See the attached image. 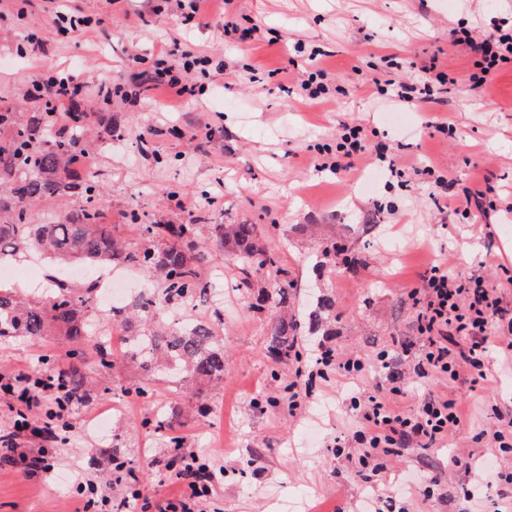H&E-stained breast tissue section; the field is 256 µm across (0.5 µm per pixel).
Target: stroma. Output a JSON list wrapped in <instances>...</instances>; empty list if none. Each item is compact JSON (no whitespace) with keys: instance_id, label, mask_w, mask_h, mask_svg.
<instances>
[{"instance_id":"1","label":"stroma","mask_w":512,"mask_h":512,"mask_svg":"<svg viewBox=\"0 0 512 512\" xmlns=\"http://www.w3.org/2000/svg\"><path fill=\"white\" fill-rule=\"evenodd\" d=\"M158 2L122 0L103 27L65 39L57 33L58 11L97 16L101 0H0V107L25 103L32 80L45 71L73 72L84 99L109 112L115 129L91 166L106 191V223L131 238L125 212L134 205L151 219L185 224L192 216L178 202L190 197L217 222L263 225L278 249V270L318 282L335 302L313 344L362 358L368 389L397 381L413 395L431 385L462 404V422L443 447L408 449L373 486L363 484L356 477L359 449L336 450L337 438L359 427L350 379L333 372L312 382L296 361L274 365L266 351L270 316L250 310L236 265L223 259L206 274L223 304L198 308L224 339L222 388L205 391L190 411L183 393L160 376L147 398L112 392L72 405L67 440L26 433L0 457V512H84V498L73 492L80 481L93 482L98 496L124 497L130 485L109 453L115 443L145 493L164 498L148 463H170L174 436L214 474L203 512H360L365 498L386 497L396 481L426 478L430 463L441 468L439 480L398 505L473 512L498 479L473 483L450 459L491 456L495 467L512 471V452L475 441L492 430L495 411L512 414V357L493 354L486 380L475 386L417 378L422 343L409 293L427 267L444 262L481 277L512 305V283L501 275L512 264V63L481 76L475 56L451 36L452 29L474 31L493 21L511 27L512 0H233L235 20L259 29L247 42L225 34L223 13L186 28L177 16L154 14ZM31 37L44 43L43 53L32 54ZM187 46L224 63L191 74L200 89L191 100L131 80L162 54ZM312 48L339 89L334 100L315 103L298 91ZM430 65L451 78L442 102L406 108L400 122L390 121L377 82L411 83ZM283 81L290 93L280 90ZM105 85L112 88L108 105L99 96ZM437 119L449 133L432 128ZM346 125L360 127L367 146H392L406 187L363 163L346 172L320 170ZM427 165L458 183L489 176L499 194L496 211L468 217L438 210ZM318 233L335 237L356 265L340 262L335 273L317 274ZM70 348L64 336L1 339L0 374L67 367ZM384 352L391 356L387 368L379 361ZM160 412L171 427L146 431L143 420ZM41 449L51 470L30 475L22 458Z\"/></svg>"}]
</instances>
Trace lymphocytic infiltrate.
Returning <instances> with one entry per match:
<instances>
[{
    "mask_svg": "<svg viewBox=\"0 0 512 512\" xmlns=\"http://www.w3.org/2000/svg\"><path fill=\"white\" fill-rule=\"evenodd\" d=\"M463 41L480 57L484 72L498 71L512 62V34L498 26L466 33ZM206 62V57L189 50L162 70L139 72L137 79L145 88L163 87L188 100L194 97L195 86L187 77ZM431 194L439 203L454 200L456 212L485 215L495 207L497 188L488 178L456 188L440 176L434 180ZM412 298L423 343V353L414 368L417 377L455 378L463 373L475 385L487 377L491 349L512 355V310L504 306L496 289L481 279L433 265L423 273L421 286ZM402 394L395 386L390 397L365 390L353 400L361 428L352 440L360 445L364 459L373 462L371 469L360 475L363 483H373L375 476L386 470L387 460L404 449L440 444L461 423L458 401L427 390L415 406L404 409L396 402ZM155 476L159 485L172 488L168 499L156 506L150 497L135 491L113 502L112 512H196V500L207 486L199 482L194 460H187L176 475L159 469Z\"/></svg>",
    "mask_w": 512,
    "mask_h": 512,
    "instance_id": "f902f5d3",
    "label": "lymphocytic infiltrate"
}]
</instances>
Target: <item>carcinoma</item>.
Listing matches in <instances>:
<instances>
[{
	"label": "carcinoma",
	"instance_id": "carcinoma-1",
	"mask_svg": "<svg viewBox=\"0 0 512 512\" xmlns=\"http://www.w3.org/2000/svg\"><path fill=\"white\" fill-rule=\"evenodd\" d=\"M30 99L37 102L34 112H0V263L26 253L39 255L54 268L93 273L126 263L139 267L160 288L112 308V321L125 331L118 359L106 341L105 326L96 320L93 278L74 281L54 275L45 297L20 296L0 285V339L56 333L80 350H95L105 369L120 361L146 373L163 371L165 379L189 393L197 384L223 383L224 342L210 321L190 313L194 303L208 299L205 273L213 262L212 248L241 264L240 287L251 310L260 312L268 305L285 310L296 290L292 280L283 279L270 291L254 280V273L278 263L259 225H206L204 216L201 224H162L132 208L129 221L139 243L128 242L116 227L102 222L104 195L93 177L80 181L76 169L112 142V120L103 117L92 130L81 104L71 102L62 110L36 95ZM75 197L81 204L57 220L32 223L33 205ZM333 307L330 297H317L316 309L308 314L310 325L319 326L322 312ZM267 336V353L277 363L295 359L301 349V324L286 314L270 319ZM61 381L75 403L95 390L76 366L64 371Z\"/></svg>",
	"mask_w": 512,
	"mask_h": 512
}]
</instances>
